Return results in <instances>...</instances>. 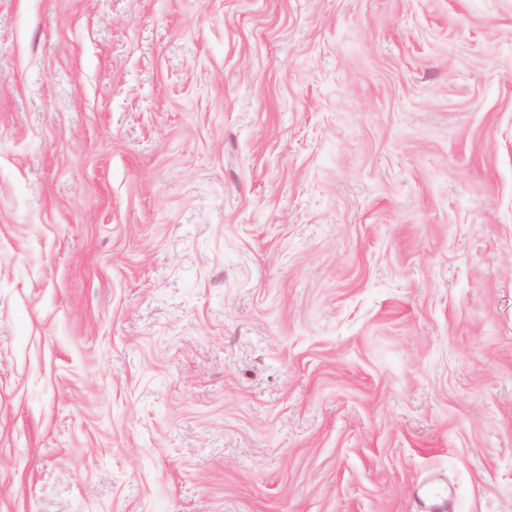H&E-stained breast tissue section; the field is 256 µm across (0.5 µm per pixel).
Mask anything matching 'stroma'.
I'll return each mask as SVG.
<instances>
[{"mask_svg": "<svg viewBox=\"0 0 512 512\" xmlns=\"http://www.w3.org/2000/svg\"><path fill=\"white\" fill-rule=\"evenodd\" d=\"M512 512V0H0V512Z\"/></svg>", "mask_w": 512, "mask_h": 512, "instance_id": "stroma-1", "label": "stroma"}]
</instances>
